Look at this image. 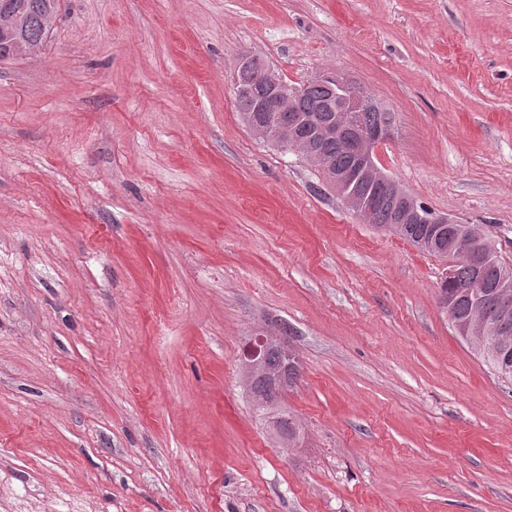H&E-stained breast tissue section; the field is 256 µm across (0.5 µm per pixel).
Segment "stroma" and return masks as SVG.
<instances>
[{
    "instance_id": "1",
    "label": "stroma",
    "mask_w": 512,
    "mask_h": 512,
    "mask_svg": "<svg viewBox=\"0 0 512 512\" xmlns=\"http://www.w3.org/2000/svg\"><path fill=\"white\" fill-rule=\"evenodd\" d=\"M245 54L363 87L380 166L512 265V0H61L0 62V512H512L445 261L251 135ZM282 329L288 458L240 367Z\"/></svg>"
}]
</instances>
